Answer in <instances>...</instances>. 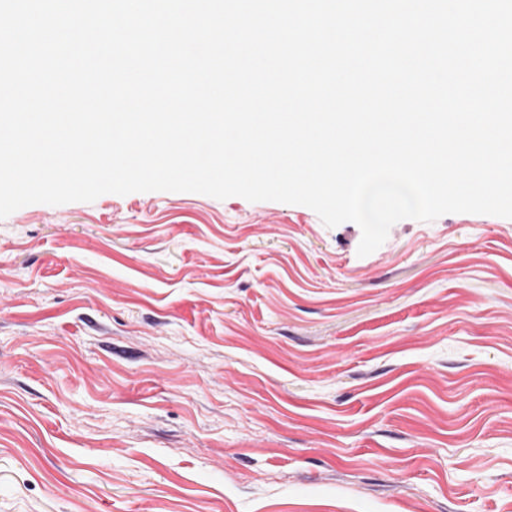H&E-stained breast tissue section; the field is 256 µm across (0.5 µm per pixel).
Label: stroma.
Returning <instances> with one entry per match:
<instances>
[{
	"instance_id": "35a3bbf8",
	"label": "stroma",
	"mask_w": 512,
	"mask_h": 512,
	"mask_svg": "<svg viewBox=\"0 0 512 512\" xmlns=\"http://www.w3.org/2000/svg\"><path fill=\"white\" fill-rule=\"evenodd\" d=\"M187 192L0 219V512H512V219Z\"/></svg>"
}]
</instances>
